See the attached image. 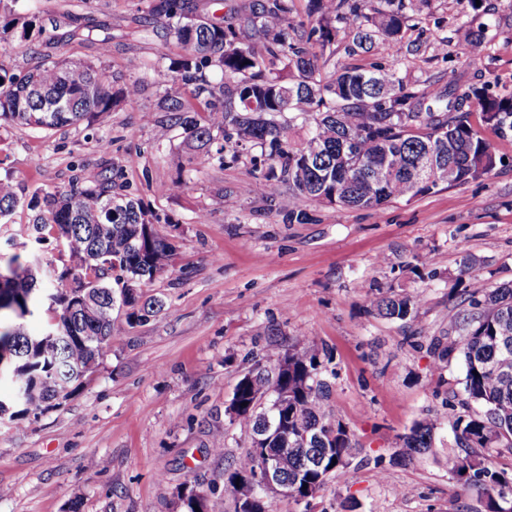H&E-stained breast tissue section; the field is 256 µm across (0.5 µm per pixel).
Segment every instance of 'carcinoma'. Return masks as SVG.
Returning a JSON list of instances; mask_svg holds the SVG:
<instances>
[{
	"instance_id": "1",
	"label": "carcinoma",
	"mask_w": 512,
	"mask_h": 512,
	"mask_svg": "<svg viewBox=\"0 0 512 512\" xmlns=\"http://www.w3.org/2000/svg\"><path fill=\"white\" fill-rule=\"evenodd\" d=\"M308 28L298 32L289 21L292 0H267L250 9L246 21L262 33L255 46L241 41L221 22L197 16L187 0H157L149 12L167 19L169 33L186 55L169 68L164 138L174 127L185 134L189 163L209 153L216 140L219 159L227 144L260 149L261 175L256 193H272L287 181L295 191L326 205L377 209L390 199L411 200L447 184L477 180L497 166L498 158L482 127L505 138L512 135V90L473 88L463 97L474 102L478 123L448 116L444 96L427 95L404 85L401 57L387 68L335 66L321 78L319 60L334 56L336 35L349 33L345 53L355 56L377 38L397 52L409 17L401 0H310ZM6 29L29 36L36 18L4 17ZM187 89L190 98L183 97ZM205 105L199 112L195 102ZM112 73L102 65L46 61L16 78L0 67V125L17 123L39 129L92 123L112 111ZM34 213L35 240L57 233L75 273L93 287L89 302L63 284L47 292L28 265L13 257L0 269L8 277L0 288V316L10 324L0 331V350L11 353L8 371L13 391H32L25 408L0 401V415L16 417L51 402L68 399L73 385L94 372L112 340L116 303L132 309L128 322H141L163 303L140 288L169 265L173 244L154 229L153 214L108 185L72 184L65 190L19 197L9 179L0 178V219L19 205ZM49 301L55 322L40 337L24 322L31 306ZM470 310L449 325L448 343L432 348L442 361L463 367L462 394H453L463 413L451 424L459 452L448 456V469L466 489L484 497L485 512H512V472L490 461L492 448L512 450V286H498L472 297ZM407 296L382 297L378 315L404 320ZM330 395L318 348L307 337L270 367L247 372L233 398L240 404L230 423L249 443L224 469V495L235 506L250 504L268 512L257 478L264 464L282 459L281 478L290 496L305 505L324 491L330 476L348 475L354 443L326 408ZM286 397L284 410L272 406ZM247 406H241V403ZM276 415L282 430L261 448L254 438ZM435 424L415 423L404 439L407 456L431 448ZM184 512H205L206 494L191 489L180 495Z\"/></svg>"
}]
</instances>
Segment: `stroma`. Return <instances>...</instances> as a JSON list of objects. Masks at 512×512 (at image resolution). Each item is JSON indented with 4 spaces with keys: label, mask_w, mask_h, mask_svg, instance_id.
<instances>
[{
    "label": "stroma",
    "mask_w": 512,
    "mask_h": 512,
    "mask_svg": "<svg viewBox=\"0 0 512 512\" xmlns=\"http://www.w3.org/2000/svg\"><path fill=\"white\" fill-rule=\"evenodd\" d=\"M194 2L202 17L261 42L244 17L262 0ZM149 4L0 0L38 23L28 38L0 33L9 73L67 58L105 66L117 90L143 83L97 125L0 127V177L25 195L110 180L158 215L157 231L175 245L170 270L144 289L162 310L134 325L114 310L94 373L61 404L0 424V512H184L186 486L206 491L207 512H234L224 469L248 443L229 423L234 389L303 336L331 353L330 409L355 443L350 478L329 479L313 512H484L448 471V422L437 420L431 448L411 463L395 457L415 422L447 412L463 376L459 363L436 362L432 338L447 335L474 291L512 285V137L493 138L499 162L482 178L376 211L306 201L285 182L252 192L250 152L192 163L181 129L158 139L170 115L157 75L184 50ZM86 27L97 39L75 38ZM477 30L483 52L470 58L464 38ZM401 55L409 88L446 93L451 115L475 113L464 92L512 88V0H426ZM291 210L307 220L285 223ZM31 222L22 205L0 220V264L38 253L51 287L72 261L54 238L35 242ZM397 294L415 302L408 319L372 311Z\"/></svg>",
    "instance_id": "1"
}]
</instances>
